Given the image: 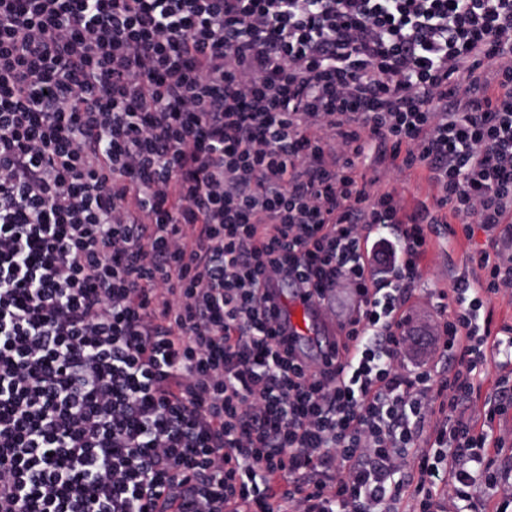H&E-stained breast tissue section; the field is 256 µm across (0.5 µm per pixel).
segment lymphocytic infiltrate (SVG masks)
Instances as JSON below:
<instances>
[{"label":"lymphocytic infiltrate","instance_id":"1","mask_svg":"<svg viewBox=\"0 0 512 512\" xmlns=\"http://www.w3.org/2000/svg\"><path fill=\"white\" fill-rule=\"evenodd\" d=\"M433 224L512 293V0H0V512H394L426 424L419 512H480L512 433L460 407L512 337L453 300L406 366ZM270 269L363 296L334 359ZM393 178V185L396 186L398 191H401L402 194L409 200H411L414 196L424 197L428 192V186L426 182L422 180L417 174H394Z\"/></svg>","mask_w":512,"mask_h":512}]
</instances>
